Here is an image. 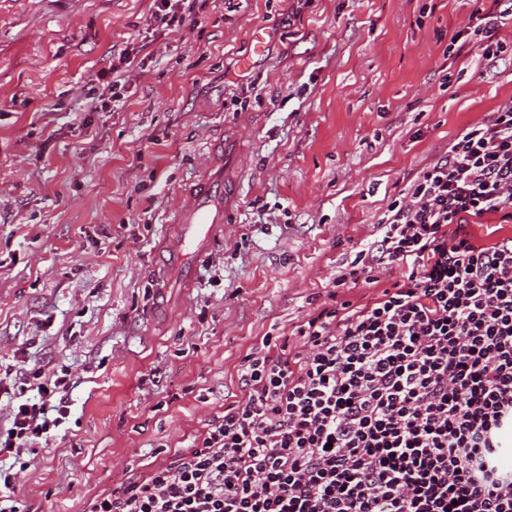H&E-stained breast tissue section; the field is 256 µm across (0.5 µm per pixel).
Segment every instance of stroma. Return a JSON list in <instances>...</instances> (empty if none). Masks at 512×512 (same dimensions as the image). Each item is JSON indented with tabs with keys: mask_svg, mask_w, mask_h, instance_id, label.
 Here are the masks:
<instances>
[{
	"mask_svg": "<svg viewBox=\"0 0 512 512\" xmlns=\"http://www.w3.org/2000/svg\"><path fill=\"white\" fill-rule=\"evenodd\" d=\"M200 3L171 30L154 0H0V381L70 380L22 512H88L190 446L242 398L244 357L292 336L420 171L512 101V19L496 65L448 49L491 0ZM104 72L101 111L80 89ZM229 136L231 224L193 285L157 278L181 192Z\"/></svg>",
	"mask_w": 512,
	"mask_h": 512,
	"instance_id": "obj_1",
	"label": "stroma"
}]
</instances>
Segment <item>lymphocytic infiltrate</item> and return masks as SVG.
Returning <instances> with one entry per match:
<instances>
[{
    "instance_id": "1",
    "label": "lymphocytic infiltrate",
    "mask_w": 512,
    "mask_h": 512,
    "mask_svg": "<svg viewBox=\"0 0 512 512\" xmlns=\"http://www.w3.org/2000/svg\"><path fill=\"white\" fill-rule=\"evenodd\" d=\"M512 220V102L466 128L388 207L328 302L246 356L242 399L192 447L116 484L89 512H512V237L477 243L469 217ZM389 287L362 304L337 291ZM66 373L13 387L0 430V512L22 449L67 412ZM379 277V282L376 284H359L356 288L338 290L339 298L342 300H349L353 304H361L368 301L370 298L378 294L382 288L389 286L394 280L392 277L398 276V270H394L391 275L385 272L376 274Z\"/></svg>"
}]
</instances>
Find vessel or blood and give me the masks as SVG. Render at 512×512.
Segmentation results:
<instances>
[{
    "mask_svg": "<svg viewBox=\"0 0 512 512\" xmlns=\"http://www.w3.org/2000/svg\"><path fill=\"white\" fill-rule=\"evenodd\" d=\"M235 196V180L225 179L223 168L209 167L176 213V231L168 236L166 245L171 257L183 260L200 254L220 236L229 222Z\"/></svg>",
    "mask_w": 512,
    "mask_h": 512,
    "instance_id": "vessel-or-blood-1",
    "label": "vessel or blood"
}]
</instances>
